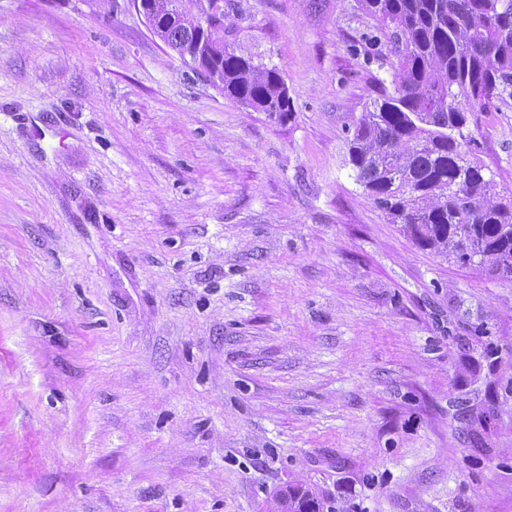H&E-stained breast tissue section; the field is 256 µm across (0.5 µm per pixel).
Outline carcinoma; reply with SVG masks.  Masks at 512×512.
I'll return each mask as SVG.
<instances>
[{"label": "carcinoma", "mask_w": 512, "mask_h": 512, "mask_svg": "<svg viewBox=\"0 0 512 512\" xmlns=\"http://www.w3.org/2000/svg\"><path fill=\"white\" fill-rule=\"evenodd\" d=\"M151 30L185 56L194 14L168 18L152 0ZM393 56V91L359 118L349 162L367 195L422 248L512 279V200L486 176L468 115L512 99V0H358ZM213 26L206 42L224 95L278 120L292 111L279 71L230 53Z\"/></svg>", "instance_id": "obj_1"}]
</instances>
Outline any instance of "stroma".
Returning a JSON list of instances; mask_svg holds the SVG:
<instances>
[{
  "label": "stroma",
  "mask_w": 512,
  "mask_h": 512,
  "mask_svg": "<svg viewBox=\"0 0 512 512\" xmlns=\"http://www.w3.org/2000/svg\"><path fill=\"white\" fill-rule=\"evenodd\" d=\"M276 121L131 0H0V512H512V281L364 194L357 0H224ZM476 154L512 189V100Z\"/></svg>",
  "instance_id": "1"
}]
</instances>
